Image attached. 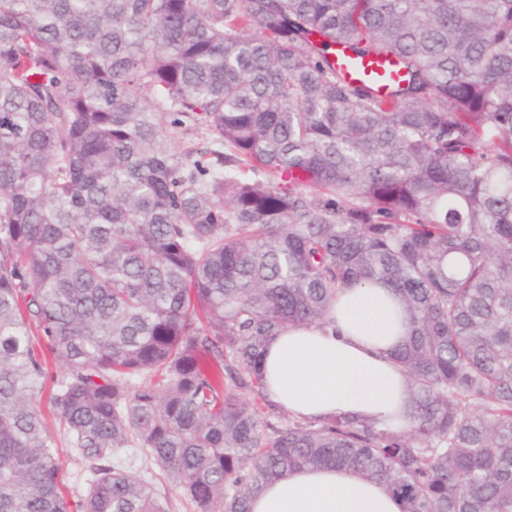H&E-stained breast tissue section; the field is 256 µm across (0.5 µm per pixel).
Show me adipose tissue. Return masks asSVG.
Listing matches in <instances>:
<instances>
[{
    "label": "adipose tissue",
    "instance_id": "ef3b65f1",
    "mask_svg": "<svg viewBox=\"0 0 512 512\" xmlns=\"http://www.w3.org/2000/svg\"><path fill=\"white\" fill-rule=\"evenodd\" d=\"M331 325H291L261 356L268 399L309 420L347 413L405 427L406 379L391 357L408 333V318L390 288L341 290ZM251 512H400L377 483L350 470L307 468L267 486Z\"/></svg>",
    "mask_w": 512,
    "mask_h": 512
}]
</instances>
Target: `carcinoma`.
<instances>
[{
  "label": "carcinoma",
  "instance_id": "1",
  "mask_svg": "<svg viewBox=\"0 0 512 512\" xmlns=\"http://www.w3.org/2000/svg\"><path fill=\"white\" fill-rule=\"evenodd\" d=\"M368 283L408 427L265 421L266 342ZM142 451L191 512L310 467L512 512V0H0V512H169ZM350 55L342 48L336 49V61L342 64L343 72L355 79L367 80L383 85L388 79H397L391 63L386 59L364 58L358 64H350ZM57 367L54 364L48 366V375L46 381V391L41 397V410L46 418L49 430L54 436L56 448L58 451L59 459L62 467V474L64 482L73 488H77L82 491L81 487V475L85 469V463L74 455L72 451L68 436L64 427L59 423V420L53 415L52 408L49 404L48 392L52 387L51 378L57 374Z\"/></svg>",
  "mask_w": 512,
  "mask_h": 512
}]
</instances>
